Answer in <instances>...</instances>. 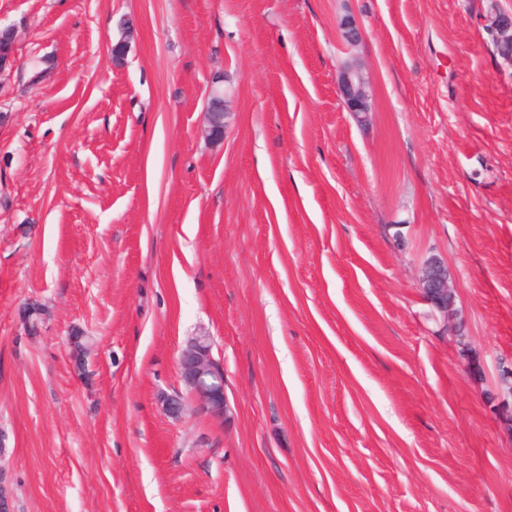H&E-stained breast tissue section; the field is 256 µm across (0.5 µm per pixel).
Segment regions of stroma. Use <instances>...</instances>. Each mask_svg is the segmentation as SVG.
Returning a JSON list of instances; mask_svg holds the SVG:
<instances>
[{
	"mask_svg": "<svg viewBox=\"0 0 512 512\" xmlns=\"http://www.w3.org/2000/svg\"><path fill=\"white\" fill-rule=\"evenodd\" d=\"M498 12L512 0H0L10 512H512ZM432 256L447 324L419 287ZM199 335L220 422L162 406ZM340 92L349 110L358 122H365L369 112V92L362 73L354 67L347 68L342 76ZM419 285L433 308L448 321L455 314V288L448 267L436 257L428 259L423 266Z\"/></svg>",
	"mask_w": 512,
	"mask_h": 512,
	"instance_id": "1",
	"label": "stroma"
}]
</instances>
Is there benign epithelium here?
Masks as SVG:
<instances>
[{"instance_id": "7a95c632", "label": "benign epithelium", "mask_w": 512, "mask_h": 512, "mask_svg": "<svg viewBox=\"0 0 512 512\" xmlns=\"http://www.w3.org/2000/svg\"><path fill=\"white\" fill-rule=\"evenodd\" d=\"M491 32L500 48L512 49V18L500 16L491 26ZM340 92L349 111L357 120L366 121L369 112V92L362 73L347 68L342 76ZM422 293L443 319L455 314V288L448 267L432 257L423 266L419 279ZM179 369L189 397L197 406L215 416L224 417V372L213 358L209 338L199 336L190 340L179 356Z\"/></svg>"}]
</instances>
